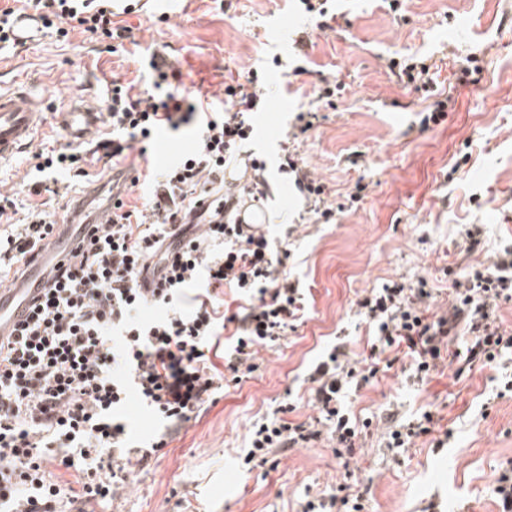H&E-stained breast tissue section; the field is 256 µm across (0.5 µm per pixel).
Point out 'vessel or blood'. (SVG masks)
Segmentation results:
<instances>
[{"label": "vessel or blood", "mask_w": 512, "mask_h": 512, "mask_svg": "<svg viewBox=\"0 0 512 512\" xmlns=\"http://www.w3.org/2000/svg\"><path fill=\"white\" fill-rule=\"evenodd\" d=\"M44 108V101L31 97L23 89L0 93V161L12 159L29 145L36 127L44 121ZM102 122L103 114L98 108L73 106L66 110L63 125L71 137L83 140ZM126 180V171L120 169L100 180L98 186L85 191L72 204L60 225L59 235L45 246L40 257L28 265L22 276L12 278L8 286L0 287V340L15 336L58 267L71 261L90 225L109 222L112 206L100 203L101 193L106 188L119 193Z\"/></svg>", "instance_id": "obj_1"}]
</instances>
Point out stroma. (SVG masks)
Listing matches in <instances>:
<instances>
[{
    "label": "stroma",
    "mask_w": 512,
    "mask_h": 512,
    "mask_svg": "<svg viewBox=\"0 0 512 512\" xmlns=\"http://www.w3.org/2000/svg\"><path fill=\"white\" fill-rule=\"evenodd\" d=\"M123 18L132 41L108 52L79 32L59 39L37 33L0 55V90L25 87L46 103L45 120L29 150L0 163V193L14 199L18 218L31 205L63 216L70 199L99 181L107 164L89 165V179L57 172L59 194H31L42 175L31 156L71 141L60 112L102 106L113 78L144 87L152 54L169 56L187 85L217 91L225 76L265 73L266 105L253 116L248 152L267 162L270 191L264 229L275 251H289L286 270L298 282L305 315L294 332L257 355L259 368L227 384L215 405L188 423L147 466L136 469L121 512H294L305 493L328 494L354 470L370 500L369 512H500L494 482L512 461V395H496L495 372L442 370L426 386L406 380L407 357L376 380L350 392L351 416L371 420L356 459L343 464L330 442L279 453L276 469L248 468L247 437L254 423L289 408L290 420L316 417L308 402L312 364L341 344L351 360L367 353L368 324L356 302L394 280L426 278L447 289L445 271L464 243L462 225L484 227L472 263H490L512 242V0H327L332 18L319 30L300 0H140ZM313 42L298 53L296 31ZM429 57L435 79L450 97L446 116L419 125L420 93L405 87L390 61ZM478 57L468 84L455 62ZM203 59L210 67L195 72ZM302 75H295V68ZM343 85L322 107L314 128L295 135V117L318 94L321 77ZM291 148L327 187L328 224H305L310 204L282 173ZM436 410L434 435L405 452L384 446L388 415L417 417ZM447 436L444 447L435 437Z\"/></svg>",
    "instance_id": "1"
}]
</instances>
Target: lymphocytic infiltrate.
<instances>
[{
    "instance_id": "f902f5d3",
    "label": "lymphocytic infiltrate",
    "mask_w": 512,
    "mask_h": 512,
    "mask_svg": "<svg viewBox=\"0 0 512 512\" xmlns=\"http://www.w3.org/2000/svg\"><path fill=\"white\" fill-rule=\"evenodd\" d=\"M33 19L57 37L70 29L97 43H123L131 28L113 19L112 0H31ZM144 89L113 81L104 105L111 137L96 148L112 163L128 162L131 185L146 184L142 203L121 201L110 223L74 256L60 278L46 288L12 345L0 346V512H104L130 485L133 466L146 465L166 448L173 433L197 419L215 402L221 372L209 358L220 323H236L225 362L231 375L253 372L262 347L287 336L303 316L302 295L284 270L285 256L271 247L264 230L243 235L232 222L241 198H265L266 164L253 162L246 185L224 182L226 167L240 163L253 127L252 112L263 98L259 76L224 84V106L204 111L198 93L186 90L182 70L164 55L148 62ZM423 57L399 66L407 83L428 93L422 125L438 122L448 109ZM195 131L190 152L156 166L150 143L160 129ZM43 173L34 191H51L58 170L86 176L89 159L76 148L35 152ZM52 215L29 211L11 225L0 250L24 261L46 243L55 227ZM178 238L174 256L170 238ZM159 276L156 288L142 291L145 267ZM450 308L427 313L433 291L426 280L392 282L358 300L374 338L362 368L343 364L340 347L329 349L309 373V400L315 422L276 416L254 424L246 462L265 465L277 448H309L323 432L336 442L338 458L356 454V426L343 398L348 383L366 384L379 371L381 357L404 353L413 361V379L427 383L454 354L462 369L505 366L512 360V329L497 310L512 302V247L500 249L489 266L449 271ZM202 291L184 308L186 289ZM230 288L249 302L244 314L226 315L219 291ZM166 308L164 317L144 319L145 309ZM136 390L159 418L161 432L135 444L114 413ZM364 494L351 484L305 500L299 512H364Z\"/></svg>"
}]
</instances>
